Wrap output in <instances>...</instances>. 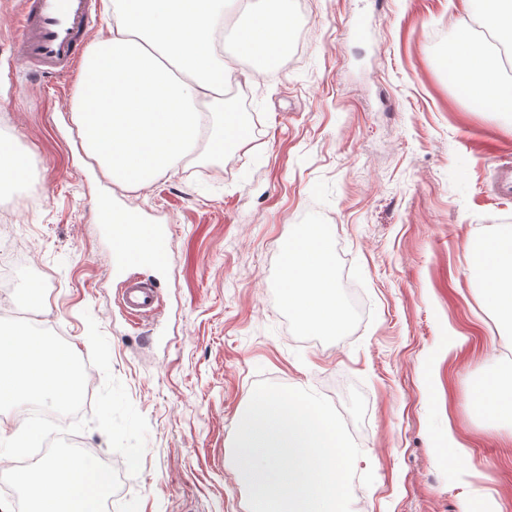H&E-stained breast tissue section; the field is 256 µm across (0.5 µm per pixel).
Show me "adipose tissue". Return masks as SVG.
<instances>
[{
    "mask_svg": "<svg viewBox=\"0 0 512 512\" xmlns=\"http://www.w3.org/2000/svg\"><path fill=\"white\" fill-rule=\"evenodd\" d=\"M251 16L237 38L269 61L288 49L294 0H241ZM111 16L79 70L71 112L86 155L112 185L141 190L175 172L198 148L216 153L248 138L224 113V84L234 73L223 57L224 0H101ZM446 61L474 97L512 112V86L502 82V58L470 33ZM109 83L106 99L98 85ZM326 229L303 225L283 255V297L311 333H340L343 314ZM471 264L488 303L512 322V231L483 237ZM479 415L512 421V370L482 381L473 399Z\"/></svg>",
    "mask_w": 512,
    "mask_h": 512,
    "instance_id": "1",
    "label": "adipose tissue"
}]
</instances>
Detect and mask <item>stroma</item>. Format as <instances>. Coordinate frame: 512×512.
<instances>
[{"mask_svg":"<svg viewBox=\"0 0 512 512\" xmlns=\"http://www.w3.org/2000/svg\"><path fill=\"white\" fill-rule=\"evenodd\" d=\"M21 0H0V137L29 155L30 179L0 198V262L13 301L81 357L83 311L107 337L111 370L149 425L138 476L97 428L72 441L120 473L106 512H247L231 462L259 380L309 388L342 414L363 455L352 512H512V424L478 415L474 390L512 362V325L470 267L475 233L512 227L492 192L512 164V115L475 101L439 64V39L480 26L466 0H303L292 64L231 86L250 136L223 161L197 156L148 189L106 181L80 146L75 79L30 76L13 53ZM168 234L160 267L110 269L97 205ZM326 226L352 333L315 336L281 294L283 246ZM156 283L157 314L119 307L127 279ZM464 448L454 458L445 439Z\"/></svg>","mask_w":512,"mask_h":512,"instance_id":"35a3bbf8","label":"stroma"}]
</instances>
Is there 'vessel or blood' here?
<instances>
[{"label": "vessel or blood", "instance_id": "b4317fda", "mask_svg": "<svg viewBox=\"0 0 512 512\" xmlns=\"http://www.w3.org/2000/svg\"><path fill=\"white\" fill-rule=\"evenodd\" d=\"M96 21L93 0H23L16 54L33 76L65 78L85 56ZM158 301L157 288L140 282L130 283L122 296L124 310L134 317L150 314Z\"/></svg>", "mask_w": 512, "mask_h": 512}]
</instances>
